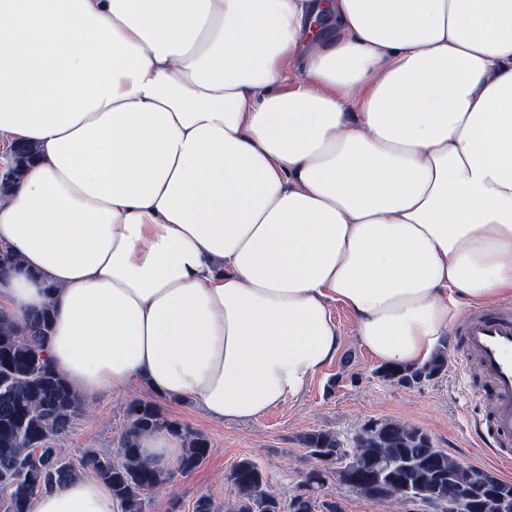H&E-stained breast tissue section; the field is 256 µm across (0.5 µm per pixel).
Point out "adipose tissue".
Wrapping results in <instances>:
<instances>
[{
	"label": "adipose tissue",
	"mask_w": 512,
	"mask_h": 512,
	"mask_svg": "<svg viewBox=\"0 0 512 512\" xmlns=\"http://www.w3.org/2000/svg\"><path fill=\"white\" fill-rule=\"evenodd\" d=\"M15 141L0 310L52 305L86 397L254 420L335 359L332 303L418 366L459 300L512 295V0H0ZM139 446L167 469L182 442ZM30 512L122 509L85 476ZM35 157V149L32 145L27 143L16 144L13 148V154L10 161L9 174L10 178H1L2 184L7 185L12 182L14 177H17L19 171L27 165Z\"/></svg>",
	"instance_id": "ef3b65f1"
}]
</instances>
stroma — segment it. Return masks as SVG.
Here are the masks:
<instances>
[{
    "mask_svg": "<svg viewBox=\"0 0 512 512\" xmlns=\"http://www.w3.org/2000/svg\"><path fill=\"white\" fill-rule=\"evenodd\" d=\"M332 313L344 333L336 358L302 395L262 418L219 421L189 404L159 402L162 412L170 418L204 433L211 449L194 472L175 476L170 491L147 495L145 512H193L196 500L202 496L211 497L222 506L231 504L236 492L227 475L243 458L256 461L266 471L274 493L290 498L314 465L299 441L300 435L322 428L347 439L369 419H394L419 427L436 447L457 461L486 468L512 481V466L494 461L480 447L468 422L469 414L482 412L481 404L473 398L474 392L486 385L477 363H470L464 373L449 367L444 375L416 388L389 385L377 375L379 361L357 343L350 312L336 303ZM153 398L150 389L136 385L119 395L89 399L85 413L53 445L73 463L79 462L89 449L117 455L128 404Z\"/></svg>",
    "mask_w": 512,
    "mask_h": 512,
    "instance_id": "35a3bbf8",
    "label": "stroma"
}]
</instances>
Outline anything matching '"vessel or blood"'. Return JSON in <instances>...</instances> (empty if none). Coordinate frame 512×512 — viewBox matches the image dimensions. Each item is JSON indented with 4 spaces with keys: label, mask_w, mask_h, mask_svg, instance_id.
<instances>
[{
    "label": "vessel or blood",
    "mask_w": 512,
    "mask_h": 512,
    "mask_svg": "<svg viewBox=\"0 0 512 512\" xmlns=\"http://www.w3.org/2000/svg\"><path fill=\"white\" fill-rule=\"evenodd\" d=\"M465 355L478 362L491 390L489 411L473 428L487 451L512 463V305L478 309L464 323Z\"/></svg>",
    "instance_id": "1"
}]
</instances>
